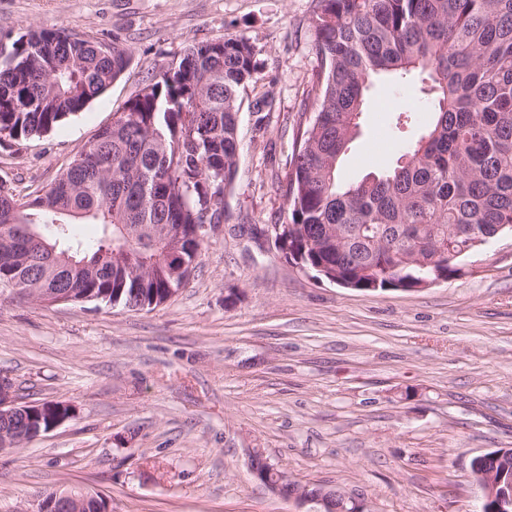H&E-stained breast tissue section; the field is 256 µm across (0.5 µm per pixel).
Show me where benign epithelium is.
I'll list each match as a JSON object with an SVG mask.
<instances>
[{"mask_svg": "<svg viewBox=\"0 0 512 512\" xmlns=\"http://www.w3.org/2000/svg\"><path fill=\"white\" fill-rule=\"evenodd\" d=\"M65 418L53 415L41 403L19 405L12 390L0 382V448L14 447L43 432H49ZM503 453L483 455L474 465V478L482 490L483 503L480 512H512V471L499 467ZM292 498L306 512H323L333 509L336 500L343 507L338 512H371L363 498L352 497L339 489L321 486L312 491L307 486L299 487ZM35 512H107L106 504L97 495L84 487L57 489L38 499Z\"/></svg>", "mask_w": 512, "mask_h": 512, "instance_id": "benign-epithelium-1", "label": "benign epithelium"}]
</instances>
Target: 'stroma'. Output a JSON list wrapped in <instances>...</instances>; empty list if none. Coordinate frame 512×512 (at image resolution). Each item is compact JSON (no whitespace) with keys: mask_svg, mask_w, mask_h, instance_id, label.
<instances>
[{"mask_svg":"<svg viewBox=\"0 0 512 512\" xmlns=\"http://www.w3.org/2000/svg\"><path fill=\"white\" fill-rule=\"evenodd\" d=\"M314 0H0V31L64 28L119 41L129 64L42 137L0 138V179L53 183L191 44L243 36L263 79L243 95L241 151L222 222L189 284L142 311L47 305L0 288V378L17 402L72 404L54 430L0 452V512H35L72 485L111 512H299L249 468L260 449L291 481L365 498L372 512H479L472 460L512 448V234L416 292L314 277L272 238L288 202L292 126L320 62ZM271 105L257 115L254 104ZM430 114L410 85L371 86L340 176L395 165Z\"/></svg>","mask_w":512,"mask_h":512,"instance_id":"obj_1","label":"stroma"}]
</instances>
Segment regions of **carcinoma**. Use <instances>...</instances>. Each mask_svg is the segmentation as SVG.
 Here are the masks:
<instances>
[{
    "mask_svg": "<svg viewBox=\"0 0 512 512\" xmlns=\"http://www.w3.org/2000/svg\"><path fill=\"white\" fill-rule=\"evenodd\" d=\"M321 67L293 125L283 246L318 277L362 291L451 277L512 226V0H316ZM127 50L59 28L0 32V134L45 135L103 95ZM419 81L431 120L396 166L337 170L376 77ZM262 79L249 39L188 46L151 73L43 193L0 180V284L153 309L197 265L240 153L242 93ZM77 224H96L80 238ZM46 249L31 251L27 233Z\"/></svg>",
    "mask_w": 512,
    "mask_h": 512,
    "instance_id": "obj_1",
    "label": "carcinoma"
}]
</instances>
